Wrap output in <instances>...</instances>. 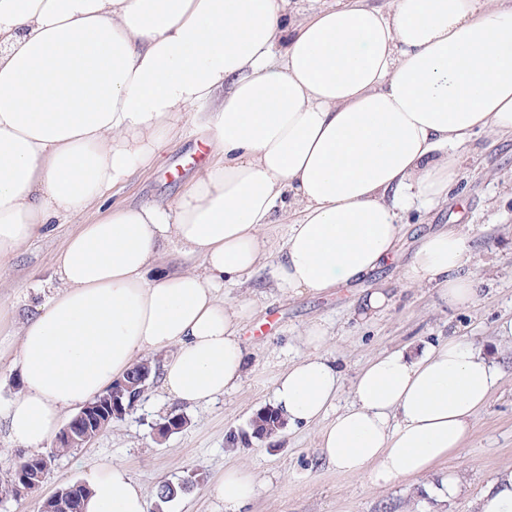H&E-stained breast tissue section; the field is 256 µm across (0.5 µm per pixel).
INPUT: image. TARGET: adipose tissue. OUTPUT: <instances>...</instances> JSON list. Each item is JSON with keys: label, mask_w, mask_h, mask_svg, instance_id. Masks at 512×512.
I'll use <instances>...</instances> for the list:
<instances>
[{"label": "adipose tissue", "mask_w": 512, "mask_h": 512, "mask_svg": "<svg viewBox=\"0 0 512 512\" xmlns=\"http://www.w3.org/2000/svg\"><path fill=\"white\" fill-rule=\"evenodd\" d=\"M0 0V267L58 220L83 214L148 164L186 125L205 134L206 170L180 197L115 207L71 235L58 284L18 333L19 391L0 405L10 440L31 452L64 410L162 352L160 381L194 405L238 388L244 307L227 284L264 265L281 292L364 278L396 251L400 212L445 200L477 130L512 138V0ZM286 225L271 240L269 225ZM188 261L165 262L169 245ZM468 246L424 236L405 269L449 304L475 299ZM280 373L285 426L318 425L336 473L378 486L420 477L460 454L501 380L461 338L375 356L338 406L342 376L322 350ZM86 512H147L119 464L88 472ZM231 468L226 512L253 495ZM476 512H512V467Z\"/></svg>", "instance_id": "1"}]
</instances>
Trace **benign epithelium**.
Listing matches in <instances>:
<instances>
[{"label":"benign epithelium","instance_id":"1","mask_svg":"<svg viewBox=\"0 0 512 512\" xmlns=\"http://www.w3.org/2000/svg\"><path fill=\"white\" fill-rule=\"evenodd\" d=\"M130 387L124 380L112 383L106 394L95 397L84 404L80 410L61 428L56 441H71L80 436L89 443L112 420H121L133 412L140 402V396L126 394ZM81 484L75 483L61 487L49 500L57 504L59 512H85L84 500L79 494Z\"/></svg>","mask_w":512,"mask_h":512}]
</instances>
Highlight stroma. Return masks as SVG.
<instances>
[{
    "instance_id": "obj_1",
    "label": "stroma",
    "mask_w": 512,
    "mask_h": 512,
    "mask_svg": "<svg viewBox=\"0 0 512 512\" xmlns=\"http://www.w3.org/2000/svg\"><path fill=\"white\" fill-rule=\"evenodd\" d=\"M203 133L187 130L169 142L151 164L113 189L110 204L173 200L196 168L169 177L177 156L193 154L205 143ZM84 217L54 225L34 238L17 258L0 268V302L14 306L24 320L43 287L54 281L55 258ZM403 231L394 258L368 278L337 288L288 295L271 288V269L251 283L227 286L226 302L243 305L242 339L250 356L241 386L214 402L181 405L153 381L138 408L113 422L90 445L55 459L51 475L37 494L0 503V512H41L43 501L57 488L83 481L94 468L115 462L125 465L147 495L148 512H224L213 493L227 469L252 473L256 489L239 512H474L483 485L498 471L512 466V338L501 325L512 320V140L474 133L461 150L455 183L448 199L431 208L402 212ZM448 227L463 235L469 248L465 266L477 290L468 306H451L437 289L413 288L402 271L420 237ZM387 285L392 302L387 311L366 323L351 316V303L366 288ZM322 323L329 335L325 355L342 371L339 405L351 400L352 385L364 362L379 353L418 349L462 336L472 346L494 356L504 376L499 389L475 418L456 458L437 464L421 477L387 486L336 474L316 456L315 428L284 431L267 439L251 436L249 424L270 407L273 383L288 365L306 354L301 333L310 323ZM184 414L187 425L165 441L155 438L156 426L172 412ZM236 444H229L228 434ZM456 471L463 492L453 503L428 496L425 485ZM195 476L191 491L162 504L156 491L162 484Z\"/></svg>"
}]
</instances>
